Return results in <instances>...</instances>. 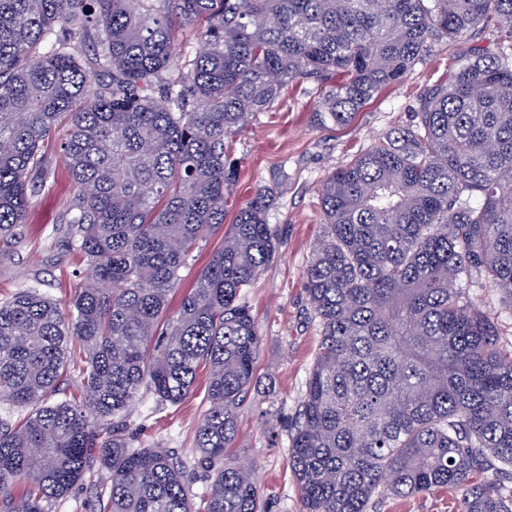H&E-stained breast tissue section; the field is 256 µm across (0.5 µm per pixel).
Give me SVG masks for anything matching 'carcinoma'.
I'll return each mask as SVG.
<instances>
[{
    "label": "carcinoma",
    "instance_id": "1",
    "mask_svg": "<svg viewBox=\"0 0 512 512\" xmlns=\"http://www.w3.org/2000/svg\"><path fill=\"white\" fill-rule=\"evenodd\" d=\"M176 23L203 24L192 58L176 55ZM488 24L496 39L470 45ZM443 42L455 67L412 122L319 190L304 288L322 334L289 466L303 512L448 486L465 512H512V340L470 298L495 288L512 312V0H0V251L22 239L63 121L85 265L66 307L32 286L0 301V403L30 409L0 420V512H51L95 466L99 512H197L191 468L209 480L203 512H260L251 468L224 456L261 344L244 290L279 252L270 191L169 309L224 225L226 140L304 80L324 87L314 121L344 126ZM75 340L81 391L58 399ZM205 367L193 464L132 447L140 393L179 405Z\"/></svg>",
    "mask_w": 512,
    "mask_h": 512
}]
</instances>
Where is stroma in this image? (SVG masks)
Listing matches in <instances>:
<instances>
[{
    "label": "stroma",
    "mask_w": 512,
    "mask_h": 512,
    "mask_svg": "<svg viewBox=\"0 0 512 512\" xmlns=\"http://www.w3.org/2000/svg\"><path fill=\"white\" fill-rule=\"evenodd\" d=\"M453 48H437L398 84L384 88L347 125L317 126L312 109L319 92L304 82L289 85L269 111L250 119L229 140L238 161L237 186L225 224L258 187L274 193L268 212L280 240L279 256L246 289L244 300L256 317L261 346L256 385L243 403L237 437L227 458L249 465L263 512H301L299 490L289 467V432L305 392L320 341V324L303 287L312 245L322 231L318 189L327 175L348 163L397 125L409 124L419 95L446 78ZM65 133L56 128L42 149L48 185L33 198L25 237L0 254V298L28 285L67 302L81 280L80 255L65 242L61 223L73 196V183L60 149ZM206 386L198 384L177 406L158 404L144 394L131 411L129 436L135 448L162 447L185 461L195 456V431L206 409ZM463 493L448 487L407 497L373 501L368 512H463Z\"/></svg>",
    "instance_id": "1"
}]
</instances>
